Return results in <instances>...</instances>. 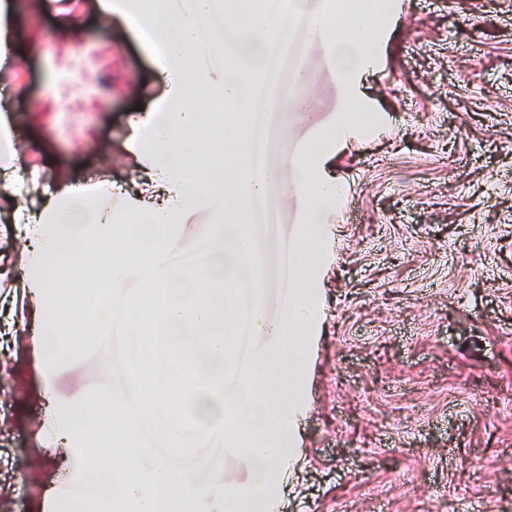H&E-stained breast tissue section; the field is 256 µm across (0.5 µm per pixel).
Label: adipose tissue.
<instances>
[{
    "instance_id": "adipose-tissue-1",
    "label": "adipose tissue",
    "mask_w": 512,
    "mask_h": 512,
    "mask_svg": "<svg viewBox=\"0 0 512 512\" xmlns=\"http://www.w3.org/2000/svg\"><path fill=\"white\" fill-rule=\"evenodd\" d=\"M238 28L248 30V53L262 65L272 48L294 36L297 19L311 23L307 39L320 45L336 63L339 100L351 104L358 75L372 65L374 20L386 9L384 0H295L293 7L271 23L252 27L255 0H228ZM101 17L110 24L143 32V46L169 88L148 112L133 118L127 150L145 177L134 190L111 182L73 185L50 194L38 210L21 204L30 187L21 182L0 185V193L15 204L6 218L15 237L26 241L32 261L25 265L21 286L29 298L26 313L35 331L33 345L43 375L44 394L51 413H64L54 430L62 453L58 464L75 496L109 494L133 505L137 512H157L166 499L186 493L196 474L173 456L176 448L200 447L220 440L226 453L245 459L254 470L251 487L225 485L224 512H274L282 479L295 461V433L291 418L301 406L308 372L313 326L319 316L310 284L322 265L318 244L327 227L307 224L298 237L288 277L290 300L278 319L263 310L265 266L277 261L268 252L258 264V246L240 221L251 202L273 198L287 206L299 196L324 208L336 195L335 180L323 174V138L308 142L302 158H293L286 133L273 135L270 156L294 159L296 180L277 196L271 187L280 181L278 167L252 177L245 162L255 146L248 121L251 72L225 74L218 83L205 81L200 55L223 56L226 36L212 29L201 42V28L213 20L217 0H193L189 12L170 8L168 0H98ZM239 112V120L219 124L225 108ZM208 125L205 144L191 129ZM195 208L216 210L226 223L239 224L233 236L216 226L199 245L194 268L170 264L168 254L185 236L181 218ZM136 224L133 244L112 249L124 226ZM71 269L69 286L84 290V273L94 268L103 280L128 268L141 272L134 300H106L96 311L98 328L142 336L137 304H147L153 317L156 342L175 341L178 353L157 360L141 348L119 357L128 379L125 388L97 397L68 400L60 396L49 375L52 369L77 358L80 348L65 339L57 320L46 317L48 306L68 311L72 324L85 320L80 304L63 299L61 284L47 266ZM247 272L253 286L252 329L266 345L249 369L234 374L230 347L239 330L240 299L237 276ZM147 424L166 445L144 480L127 477L137 469L138 455L113 456L102 439L128 424ZM94 445L91 454L75 455L77 441Z\"/></svg>"
}]
</instances>
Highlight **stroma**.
<instances>
[{
  "label": "stroma",
  "instance_id": "obj_1",
  "mask_svg": "<svg viewBox=\"0 0 512 512\" xmlns=\"http://www.w3.org/2000/svg\"><path fill=\"white\" fill-rule=\"evenodd\" d=\"M20 43L36 50L0 68L19 162L0 181L39 172L49 191L91 169L131 186L129 120L167 84L132 32L102 20L95 0H16ZM379 62L357 79L364 119L337 140V75L304 44L315 80L304 112L270 131L292 145L328 134L327 172L350 185L353 222L327 209L331 233L314 301L298 455L276 512H512V0H390ZM82 20L58 27L57 7ZM313 214L302 198L258 224L259 241L295 244ZM112 348L85 347L59 367V394L121 386ZM0 502L38 512L59 476L43 447L49 419L32 336L0 353ZM212 494L248 485L244 461L213 445Z\"/></svg>",
  "mask_w": 512,
  "mask_h": 512
}]
</instances>
